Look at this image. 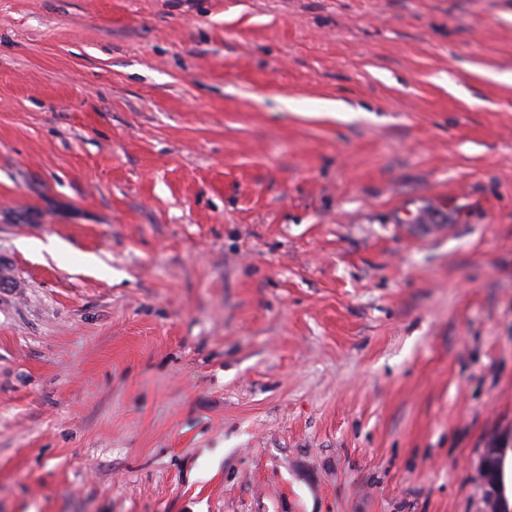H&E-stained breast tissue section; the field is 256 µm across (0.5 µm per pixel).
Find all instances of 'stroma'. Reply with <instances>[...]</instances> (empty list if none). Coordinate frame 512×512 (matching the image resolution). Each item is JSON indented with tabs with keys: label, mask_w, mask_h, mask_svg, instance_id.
Wrapping results in <instances>:
<instances>
[{
	"label": "stroma",
	"mask_w": 512,
	"mask_h": 512,
	"mask_svg": "<svg viewBox=\"0 0 512 512\" xmlns=\"http://www.w3.org/2000/svg\"><path fill=\"white\" fill-rule=\"evenodd\" d=\"M0 276V512H485L512 0H0Z\"/></svg>",
	"instance_id": "1"
}]
</instances>
